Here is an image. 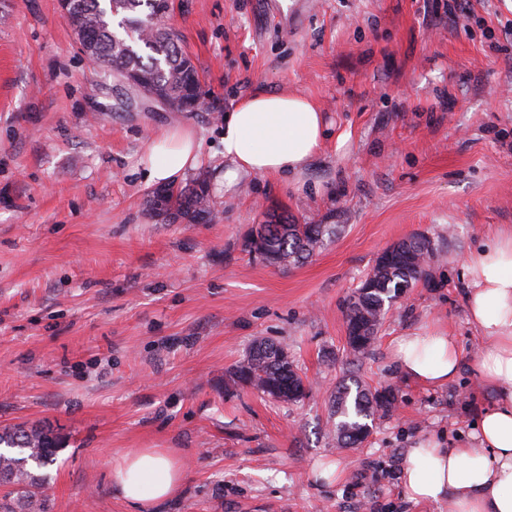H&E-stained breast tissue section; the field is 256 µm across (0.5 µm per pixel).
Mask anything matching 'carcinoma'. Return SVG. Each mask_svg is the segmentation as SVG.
<instances>
[{
    "instance_id": "cac0c4a2",
    "label": "carcinoma",
    "mask_w": 512,
    "mask_h": 512,
    "mask_svg": "<svg viewBox=\"0 0 512 512\" xmlns=\"http://www.w3.org/2000/svg\"><path fill=\"white\" fill-rule=\"evenodd\" d=\"M168 15L163 0H69L66 18L104 80L137 74L186 111L198 104L199 75L168 27ZM146 204L165 222L196 224L201 216L211 214L209 181L200 175L189 186L156 188L147 195ZM336 228L335 224H296L283 216L261 225L245 247L269 265H296L311 256L325 237L336 234ZM388 250L391 258H377L346 302L348 344L357 353L375 344L377 327L392 303L429 276L422 264L433 251L427 239L407 238ZM231 379L237 386L284 403H297L307 394L288 346L266 339L254 343L231 370ZM395 401L391 390L373 392L358 379L341 381L333 399L336 424L329 431L330 442L338 448L361 444L371 422L387 416ZM1 445L18 450L16 456L0 451L4 498L12 500L19 512H47L45 479L27 464L49 465L59 448L57 437L42 427L16 426L0 431Z\"/></svg>"
}]
</instances>
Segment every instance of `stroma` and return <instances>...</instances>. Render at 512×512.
I'll return each mask as SVG.
<instances>
[{
	"label": "stroma",
	"mask_w": 512,
	"mask_h": 512,
	"mask_svg": "<svg viewBox=\"0 0 512 512\" xmlns=\"http://www.w3.org/2000/svg\"><path fill=\"white\" fill-rule=\"evenodd\" d=\"M168 21L206 107L130 111L81 55L57 0H0V429L59 438L50 512H132L112 459L162 448L177 492L155 512H448L404 495L407 448L467 440L495 392L470 359L465 260L512 228V0H172ZM257 90L300 93L327 136L301 173L220 180L222 119ZM191 128L212 215L161 222L147 150ZM281 213L337 224L304 263L250 256ZM435 249L432 278L387 314L374 347H347L345 303L391 245ZM441 329L464 362L442 386L408 380L400 338ZM287 344L297 405L228 383L256 339ZM394 389L361 448L328 443L344 378ZM342 468L320 476L323 463Z\"/></svg>",
	"instance_id": "1"
}]
</instances>
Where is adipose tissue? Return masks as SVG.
<instances>
[{
	"label": "adipose tissue",
	"mask_w": 512,
	"mask_h": 512,
	"mask_svg": "<svg viewBox=\"0 0 512 512\" xmlns=\"http://www.w3.org/2000/svg\"><path fill=\"white\" fill-rule=\"evenodd\" d=\"M223 175L291 177L319 151L323 114L306 96L258 92L224 116ZM198 143L187 127L157 133L150 145L148 177L167 183L195 163ZM467 310L483 338L472 367L496 398L478 417L466 445L419 441L407 449L401 482L414 502L448 504L450 512H512V231L497 233L468 256ZM396 362L408 378L427 385L455 379L462 354L455 337L417 332L397 344ZM182 467L155 448L130 450L112 459V483L135 512H149L171 497Z\"/></svg>",
	"instance_id": "1"
}]
</instances>
